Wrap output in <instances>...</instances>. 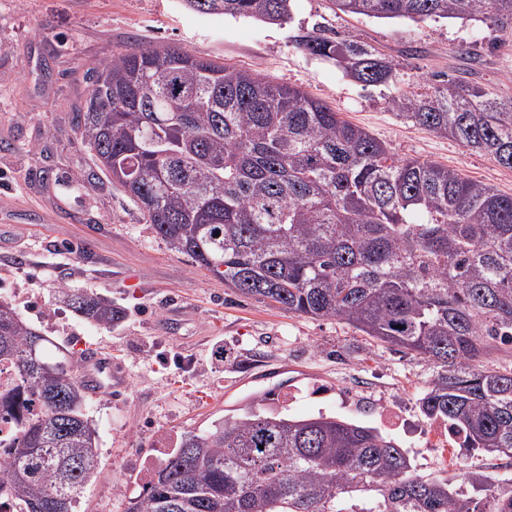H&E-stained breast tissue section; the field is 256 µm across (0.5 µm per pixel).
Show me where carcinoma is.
I'll list each match as a JSON object with an SVG mask.
<instances>
[{
    "instance_id": "1",
    "label": "carcinoma",
    "mask_w": 512,
    "mask_h": 512,
    "mask_svg": "<svg viewBox=\"0 0 512 512\" xmlns=\"http://www.w3.org/2000/svg\"><path fill=\"white\" fill-rule=\"evenodd\" d=\"M292 0H184L205 15L283 25ZM376 19L487 20L512 26V0H329ZM297 48L337 61L365 86L395 64L321 30ZM77 116L94 164L171 250L234 293L292 314L340 320L433 368L420 399L465 447L512 459V371L481 358L512 349V195L456 169L399 158L327 101L256 71L164 45H134L90 71ZM398 115L512 169V100L450 77L391 100ZM97 324L120 310L89 289L63 291ZM0 301V494L20 512H73L99 465L88 397L64 358ZM477 498L416 474L374 428L255 407L182 438L125 512H512V488L468 474Z\"/></svg>"
}]
</instances>
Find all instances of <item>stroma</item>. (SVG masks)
<instances>
[{
    "label": "stroma",
    "mask_w": 512,
    "mask_h": 512,
    "mask_svg": "<svg viewBox=\"0 0 512 512\" xmlns=\"http://www.w3.org/2000/svg\"><path fill=\"white\" fill-rule=\"evenodd\" d=\"M315 28L392 60V80L365 87L337 62L298 49L294 35ZM134 43L180 46L300 87L398 157L456 168L512 195V169L390 105L454 72L512 99V28L350 16L329 0H293L282 26L203 15L183 0H0V299L74 360L88 345L106 351L124 379L87 400L100 464L75 512H124L145 484L158 433L178 440L201 432L268 393L273 411L324 413L382 431L422 476L456 487L471 472L511 476L505 458L477 450L459 460L432 446L419 405L433 378L427 362L345 323L238 296L156 237L95 166L73 121L90 69ZM67 287L110 297L122 319L90 323L64 303ZM384 406L400 411V426L384 425Z\"/></svg>",
    "instance_id": "1"
}]
</instances>
